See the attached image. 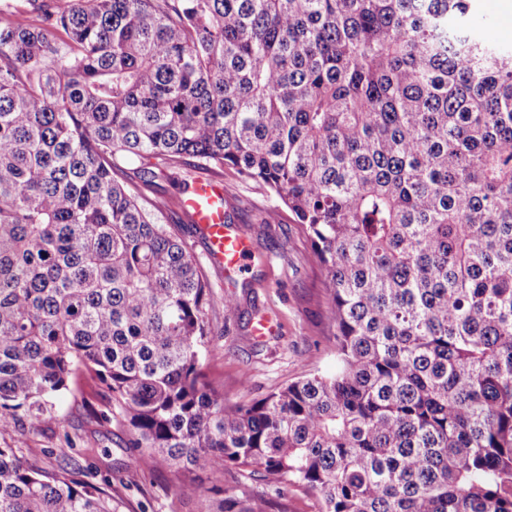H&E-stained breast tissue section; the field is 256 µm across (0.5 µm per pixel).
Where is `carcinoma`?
Segmentation results:
<instances>
[{"instance_id": "carcinoma-1", "label": "carcinoma", "mask_w": 512, "mask_h": 512, "mask_svg": "<svg viewBox=\"0 0 512 512\" xmlns=\"http://www.w3.org/2000/svg\"><path fill=\"white\" fill-rule=\"evenodd\" d=\"M189 164L305 226L335 374L205 380L237 300L117 179ZM82 370L218 512H512V47L469 0H0V512H120L24 461ZM288 512H320V495L315 490L297 488L288 493Z\"/></svg>"}]
</instances>
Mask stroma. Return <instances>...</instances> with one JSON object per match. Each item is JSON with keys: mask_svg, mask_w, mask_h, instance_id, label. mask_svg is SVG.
Wrapping results in <instances>:
<instances>
[{"mask_svg": "<svg viewBox=\"0 0 512 512\" xmlns=\"http://www.w3.org/2000/svg\"><path fill=\"white\" fill-rule=\"evenodd\" d=\"M182 179L215 180L224 185L227 216L252 245L254 261L245 275L217 269L208 257L207 242L197 225L181 222L176 231L201 264L217 295H234L236 313L223 308L209 312L212 340L203 361L207 379L226 401L259 399L310 373H332L336 346L327 325L328 293L311 242L303 225L290 212L279 223L265 224L264 215L276 200L262 186L245 183L229 168L184 167ZM272 320L274 335L257 338L253 328L260 319ZM249 385H241V374ZM62 418L59 427L27 436L24 458L46 471L73 462L88 480L108 493L121 495L145 512H211L217 495H204L205 474H185L160 466L141 470L137 449L129 444L130 426L109 411L106 390L85 372H77L67 390L55 400ZM69 455H62L66 443Z\"/></svg>", "mask_w": 512, "mask_h": 512, "instance_id": "1", "label": "stroma"}]
</instances>
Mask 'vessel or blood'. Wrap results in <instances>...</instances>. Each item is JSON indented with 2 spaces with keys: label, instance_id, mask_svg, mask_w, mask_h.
Returning a JSON list of instances; mask_svg holds the SVG:
<instances>
[{
  "label": "vessel or blood",
  "instance_id": "vessel-or-blood-1",
  "mask_svg": "<svg viewBox=\"0 0 512 512\" xmlns=\"http://www.w3.org/2000/svg\"><path fill=\"white\" fill-rule=\"evenodd\" d=\"M183 205L204 235L213 264L228 273L247 272L251 248L246 236L225 221L223 185L196 181Z\"/></svg>",
  "mask_w": 512,
  "mask_h": 512
}]
</instances>
